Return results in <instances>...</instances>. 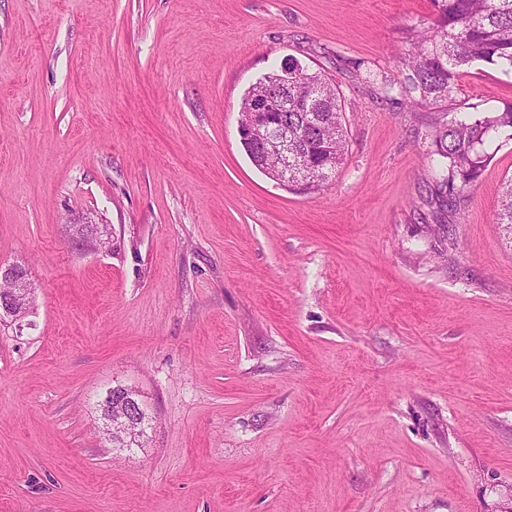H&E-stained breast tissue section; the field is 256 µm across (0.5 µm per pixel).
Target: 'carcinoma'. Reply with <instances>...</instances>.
Wrapping results in <instances>:
<instances>
[{"label":"carcinoma","mask_w":512,"mask_h":512,"mask_svg":"<svg viewBox=\"0 0 512 512\" xmlns=\"http://www.w3.org/2000/svg\"><path fill=\"white\" fill-rule=\"evenodd\" d=\"M432 5V25L411 28L398 53L402 77L382 79L385 96H405L416 105H442L457 94L462 67L481 62L512 70V0H432ZM288 66L298 69L306 85L336 107L334 112H316L314 117L333 120L324 135L336 138V165H341L345 134L337 88L319 72L293 61ZM492 132L512 139V108L480 118H453L434 127L437 154L445 169L435 194L448 209H457L465 188L484 170L488 160L485 143ZM497 223L512 225V176L503 183ZM150 422L151 416L142 410L139 434L112 447L141 446Z\"/></svg>","instance_id":"obj_1"}]
</instances>
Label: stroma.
Returning <instances> with one entry per match:
<instances>
[{
	"instance_id": "obj_1",
	"label": "stroma",
	"mask_w": 512,
	"mask_h": 512,
	"mask_svg": "<svg viewBox=\"0 0 512 512\" xmlns=\"http://www.w3.org/2000/svg\"><path fill=\"white\" fill-rule=\"evenodd\" d=\"M430 0H0V512H512V140L459 214L437 112L389 101ZM336 85L341 168L277 185L238 132L287 61ZM512 107L465 67L449 116ZM94 224L98 249L73 224ZM153 417L102 433L107 390ZM10 283L11 288L0 293V321L10 320L14 325L22 327V323L30 312V293L28 274L17 272L14 265L0 263V282ZM18 288H23L19 290Z\"/></svg>"
}]
</instances>
